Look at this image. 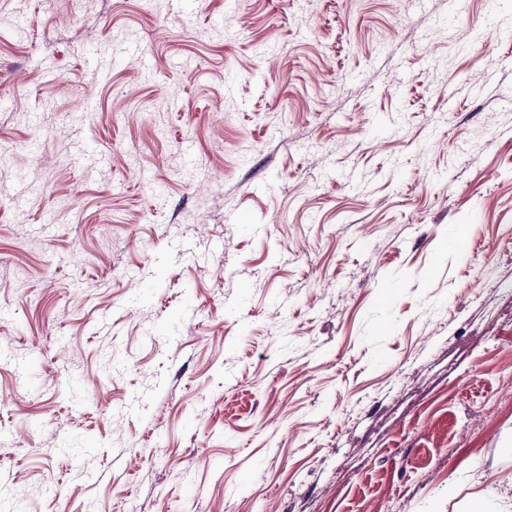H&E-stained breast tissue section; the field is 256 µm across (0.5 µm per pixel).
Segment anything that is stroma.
I'll return each mask as SVG.
<instances>
[{"mask_svg": "<svg viewBox=\"0 0 512 512\" xmlns=\"http://www.w3.org/2000/svg\"><path fill=\"white\" fill-rule=\"evenodd\" d=\"M498 29L0 0L10 512H512Z\"/></svg>", "mask_w": 512, "mask_h": 512, "instance_id": "stroma-1", "label": "stroma"}]
</instances>
